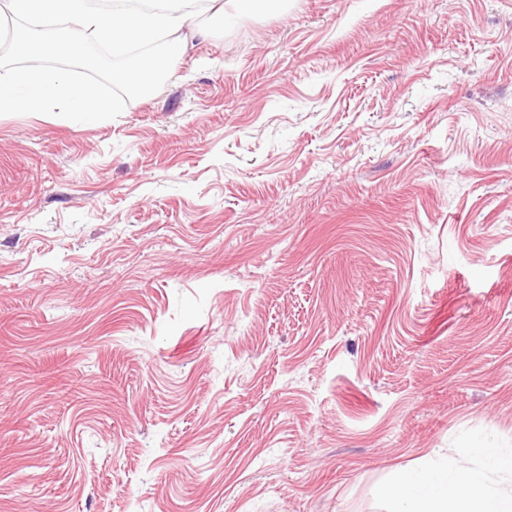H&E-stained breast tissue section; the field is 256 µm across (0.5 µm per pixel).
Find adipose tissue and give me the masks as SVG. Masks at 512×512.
<instances>
[{"label":"adipose tissue","instance_id":"obj_1","mask_svg":"<svg viewBox=\"0 0 512 512\" xmlns=\"http://www.w3.org/2000/svg\"><path fill=\"white\" fill-rule=\"evenodd\" d=\"M197 2L160 0L148 8H121L107 14L89 8L88 0H0V11L11 20L7 37L29 62L21 70L0 65V112L38 110L55 99L85 117L109 111L94 87H75L64 75L41 65L47 56L75 52L70 39L74 31L84 42L108 45L117 53L163 38L167 62H157L144 52L129 54L117 75L140 91H151L170 78L169 62L182 54L183 30ZM45 18L60 19V27L51 34H39L34 24ZM476 453L483 458V466L454 467L439 457L417 468L396 470L383 493L400 504V512H512V494L499 490L488 478L492 469L512 475V454L483 447Z\"/></svg>","mask_w":512,"mask_h":512}]
</instances>
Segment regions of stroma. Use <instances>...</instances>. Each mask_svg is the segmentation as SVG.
<instances>
[{
    "instance_id": "35a3bbf8",
    "label": "stroma",
    "mask_w": 512,
    "mask_h": 512,
    "mask_svg": "<svg viewBox=\"0 0 512 512\" xmlns=\"http://www.w3.org/2000/svg\"><path fill=\"white\" fill-rule=\"evenodd\" d=\"M0 112V512H392L512 451V0L193 15Z\"/></svg>"
}]
</instances>
